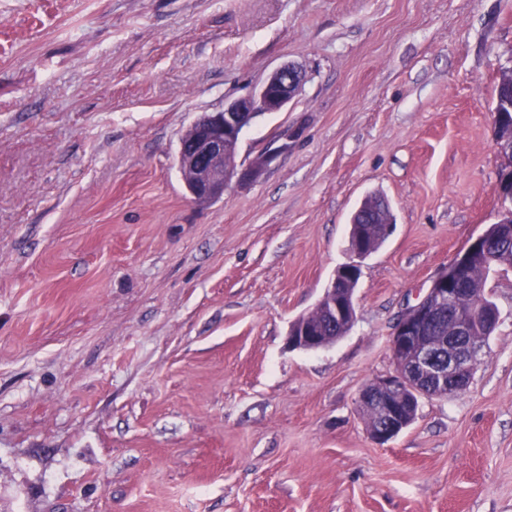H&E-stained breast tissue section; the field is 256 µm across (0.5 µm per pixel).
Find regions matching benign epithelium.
Segmentation results:
<instances>
[{
  "label": "benign epithelium",
  "instance_id": "1",
  "mask_svg": "<svg viewBox=\"0 0 512 512\" xmlns=\"http://www.w3.org/2000/svg\"><path fill=\"white\" fill-rule=\"evenodd\" d=\"M301 75L291 65L276 69L256 90L236 98L224 109L203 115L191 127L188 141L180 145L179 164L191 180L190 196L216 200L234 185L256 179L262 171L287 148L282 143L268 146L247 166L235 162L242 131L256 115L280 112L297 95ZM484 235L472 240L454 262L439 273L397 319L390 339L394 362L393 373L365 386L358 398L360 410H369L367 430L370 438L385 444L395 437L403 419L402 409L419 406L413 398L421 394L446 396L469 382L482 348L467 341V336L480 327L492 331L495 316L490 312L483 321L450 311L453 285L460 270L479 259ZM344 269L334 274L318 306L341 322H353L356 315L354 289L343 287ZM448 323L453 341H436L428 336L431 327ZM336 343V337L324 335V328L312 320V314L292 322L289 344L298 349L314 350Z\"/></svg>",
  "mask_w": 512,
  "mask_h": 512
}]
</instances>
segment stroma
Masks as SVG:
<instances>
[{
    "mask_svg": "<svg viewBox=\"0 0 512 512\" xmlns=\"http://www.w3.org/2000/svg\"><path fill=\"white\" fill-rule=\"evenodd\" d=\"M249 164L190 200L180 140L282 64ZM512 0H0V512H512V271L469 386L374 443L390 334L496 223ZM384 196L365 259L354 211ZM356 318L293 349L337 268ZM502 82L498 83L494 98V107L492 112H497V122L503 127H509L512 124V112L505 103L511 104L512 101V75L508 77L507 73L502 74ZM496 99L499 100L498 107L495 108ZM366 211H370L374 214V217L377 219L374 223L370 224H351L350 227V235L356 231L361 230L364 233V236L366 238L367 244H368V250L366 255H364V258L369 256L378 246L379 244L385 239L386 236L380 235L379 232L381 230V224H386L384 226L385 233L387 234L388 230V224H390V221L382 220V213L381 210L378 207H374L371 209H366Z\"/></svg>",
    "mask_w": 512,
    "mask_h": 512,
    "instance_id": "35a3bbf8",
    "label": "stroma"
}]
</instances>
